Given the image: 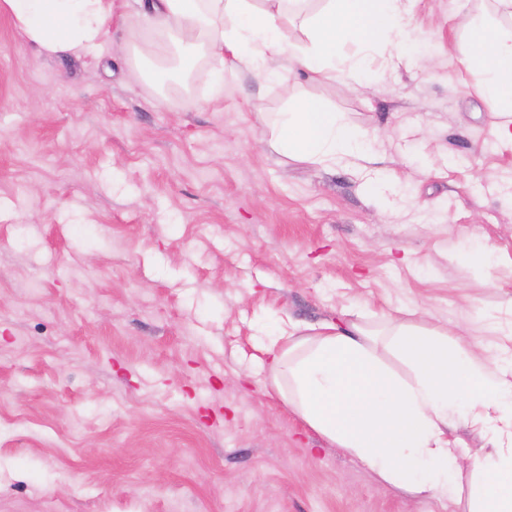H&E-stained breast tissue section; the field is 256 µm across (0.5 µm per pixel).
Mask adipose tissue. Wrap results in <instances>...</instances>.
<instances>
[{
    "mask_svg": "<svg viewBox=\"0 0 512 512\" xmlns=\"http://www.w3.org/2000/svg\"><path fill=\"white\" fill-rule=\"evenodd\" d=\"M413 0H145L142 18L153 37L136 50L135 80H186L199 59L215 69L213 98L224 95L226 57L257 79L278 80L276 63L307 82L351 83L350 44L388 62L406 59L403 33ZM459 46L461 63L478 75L476 95L497 121V139L512 142V0H481ZM27 40L49 53L99 56L113 0H0ZM301 19L308 45L282 37ZM270 145L296 160L364 168L368 156L343 113L315 96L266 119ZM466 326L444 328L386 320L322 325L306 336L288 329L262 333L270 386L323 438L352 454L385 485L417 494L466 500L468 512H512V349L462 350ZM391 353L406 367L384 361ZM474 428L487 451L455 447L459 426Z\"/></svg>",
    "mask_w": 512,
    "mask_h": 512,
    "instance_id": "obj_1",
    "label": "adipose tissue"
}]
</instances>
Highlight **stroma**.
I'll return each instance as SVG.
<instances>
[{"instance_id": "1", "label": "stroma", "mask_w": 512, "mask_h": 512, "mask_svg": "<svg viewBox=\"0 0 512 512\" xmlns=\"http://www.w3.org/2000/svg\"><path fill=\"white\" fill-rule=\"evenodd\" d=\"M98 57L0 14V512H466L382 486L267 386L260 329L395 317L512 338V143L451 49L461 0H414L410 61L371 55L354 171L277 152L280 84L128 80L139 0Z\"/></svg>"}]
</instances>
